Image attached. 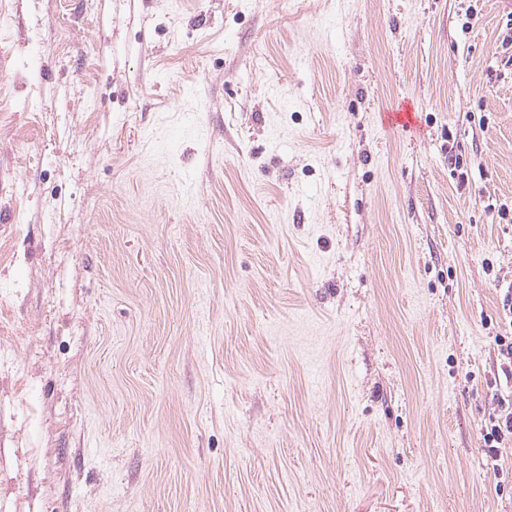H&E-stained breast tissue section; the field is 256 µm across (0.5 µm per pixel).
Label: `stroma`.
<instances>
[{
	"label": "stroma",
	"instance_id": "35a3bbf8",
	"mask_svg": "<svg viewBox=\"0 0 512 512\" xmlns=\"http://www.w3.org/2000/svg\"><path fill=\"white\" fill-rule=\"evenodd\" d=\"M465 9L0 0V512H512V0ZM498 41L500 56H501V64L510 70V75L512 74V12L506 16L505 21H503L499 33H498ZM511 286L507 288V292L504 296L503 303H502V309H503V315H504V328L502 332H499L495 336V342L497 345V350L501 358L503 359L502 362V371L506 375V377H509V375H512V291ZM510 318L509 321V328H510V336L507 332V325H506V317ZM500 414L491 419L490 427L485 429L483 434L486 448H489L490 457L493 461H497L498 448H506V444H512V403H508L502 399ZM503 445V446H498Z\"/></svg>",
	"mask_w": 512,
	"mask_h": 512
}]
</instances>
